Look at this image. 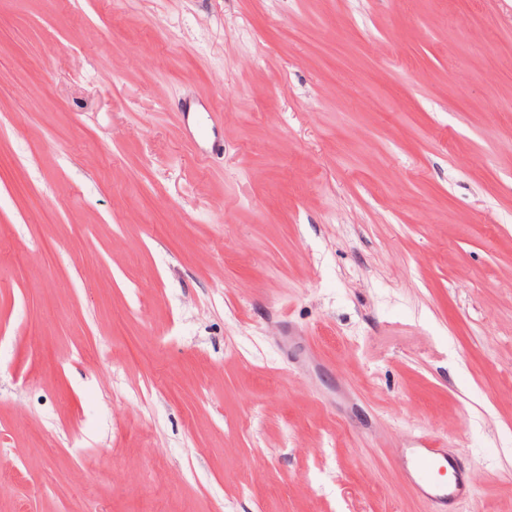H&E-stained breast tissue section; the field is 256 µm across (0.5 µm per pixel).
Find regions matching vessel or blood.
I'll list each match as a JSON object with an SVG mask.
<instances>
[{
    "label": "vessel or blood",
    "mask_w": 512,
    "mask_h": 512,
    "mask_svg": "<svg viewBox=\"0 0 512 512\" xmlns=\"http://www.w3.org/2000/svg\"><path fill=\"white\" fill-rule=\"evenodd\" d=\"M398 468L413 491L434 504L435 512H452L454 501L468 489L460 465L426 438L402 449Z\"/></svg>",
    "instance_id": "vessel-or-blood-1"
}]
</instances>
